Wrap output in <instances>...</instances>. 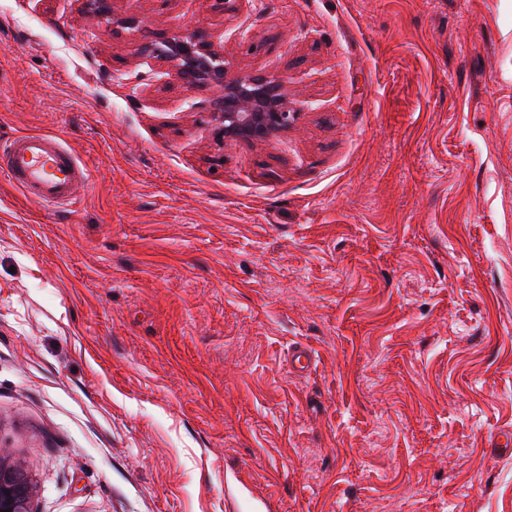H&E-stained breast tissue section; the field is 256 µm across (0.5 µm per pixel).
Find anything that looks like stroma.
I'll return each instance as SVG.
<instances>
[{"mask_svg":"<svg viewBox=\"0 0 512 512\" xmlns=\"http://www.w3.org/2000/svg\"><path fill=\"white\" fill-rule=\"evenodd\" d=\"M0 0V448L35 512H512V0ZM297 120L218 141L145 34ZM311 349L305 375L288 350ZM5 171L24 196L36 204L66 209L76 203V189L88 184L89 169L56 138L23 135L0 153Z\"/></svg>","mask_w":512,"mask_h":512,"instance_id":"1","label":"stroma"}]
</instances>
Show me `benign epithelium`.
<instances>
[{
	"mask_svg": "<svg viewBox=\"0 0 512 512\" xmlns=\"http://www.w3.org/2000/svg\"><path fill=\"white\" fill-rule=\"evenodd\" d=\"M138 54L166 64L165 74L187 89H222L211 101L216 134L222 140L265 141L297 118V113L288 111L279 80L260 74L229 76L224 52L197 31L157 41L147 38ZM33 498L26 471L8 463L0 451V512H33Z\"/></svg>",
	"mask_w": 512,
	"mask_h": 512,
	"instance_id": "7a95c632",
	"label": "benign epithelium"
}]
</instances>
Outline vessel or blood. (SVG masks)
<instances>
[{"mask_svg": "<svg viewBox=\"0 0 512 512\" xmlns=\"http://www.w3.org/2000/svg\"><path fill=\"white\" fill-rule=\"evenodd\" d=\"M5 171L34 203L65 209L76 202V189L88 183L90 172L75 152L46 135L14 138L0 152Z\"/></svg>", "mask_w": 512, "mask_h": 512, "instance_id": "b4317fda", "label": "vessel or blood"}]
</instances>
